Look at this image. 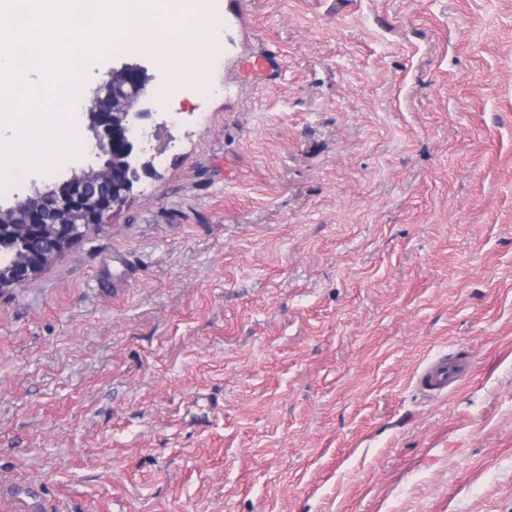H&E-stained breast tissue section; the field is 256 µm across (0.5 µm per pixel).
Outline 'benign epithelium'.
Listing matches in <instances>:
<instances>
[{"label": "benign epithelium", "instance_id": "7a95c632", "mask_svg": "<svg viewBox=\"0 0 512 512\" xmlns=\"http://www.w3.org/2000/svg\"><path fill=\"white\" fill-rule=\"evenodd\" d=\"M154 79L138 63L107 72L85 106L102 165L0 209V242L11 246L9 256H0V298L37 279L79 240L80 228L108 223L141 176L155 174L137 147L139 121L151 116L145 103Z\"/></svg>", "mask_w": 512, "mask_h": 512}]
</instances>
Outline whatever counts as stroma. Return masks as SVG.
I'll return each mask as SVG.
<instances>
[{
  "label": "stroma",
  "instance_id": "obj_1",
  "mask_svg": "<svg viewBox=\"0 0 512 512\" xmlns=\"http://www.w3.org/2000/svg\"><path fill=\"white\" fill-rule=\"evenodd\" d=\"M224 3L156 175L0 298V512H512V0ZM467 366L447 355L421 364L414 373L415 384L426 394L436 396L453 389L465 375Z\"/></svg>",
  "mask_w": 512,
  "mask_h": 512
}]
</instances>
